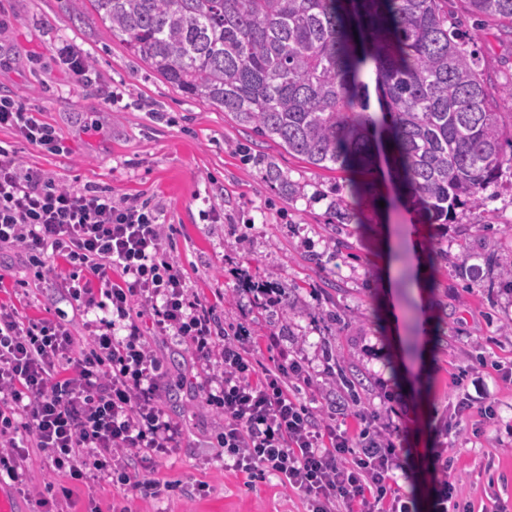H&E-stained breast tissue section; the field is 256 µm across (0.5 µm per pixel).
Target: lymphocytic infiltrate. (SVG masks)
<instances>
[{
    "label": "lymphocytic infiltrate",
    "mask_w": 512,
    "mask_h": 512,
    "mask_svg": "<svg viewBox=\"0 0 512 512\" xmlns=\"http://www.w3.org/2000/svg\"><path fill=\"white\" fill-rule=\"evenodd\" d=\"M0 126L50 153L61 150L54 128L14 100L0 99ZM160 217L147 202L56 184L0 148V248L18 250L37 268L64 258L78 269L62 283L72 309L90 312L101 294L113 314L90 352L77 356L65 318L28 324L15 307L0 304V472L19 480L38 448L48 451L50 470L70 481L94 469L126 486L133 480L128 456L176 447L180 429L158 404L162 365L132 316L140 301L160 334L211 363L200 389L223 423L225 456L247 479L277 476L303 496L308 512H414L411 496L390 484L402 466L403 427L371 418L353 438L339 425L347 406L324 412L303 404L299 394L314 378L276 334L266 338L276 352L272 366L256 369L248 336L219 329L213 308L190 293L165 256ZM82 270L98 288L79 279ZM121 328L126 336H118ZM444 454L440 442L427 451L436 477L432 510L472 512L453 499Z\"/></svg>",
    "instance_id": "1"
}]
</instances>
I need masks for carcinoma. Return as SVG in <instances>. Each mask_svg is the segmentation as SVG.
<instances>
[{"label": "carcinoma", "instance_id": "1", "mask_svg": "<svg viewBox=\"0 0 512 512\" xmlns=\"http://www.w3.org/2000/svg\"><path fill=\"white\" fill-rule=\"evenodd\" d=\"M512 25V0H464ZM452 0H71L188 97L327 170L372 163L388 133L402 188L432 224L477 208L512 149V81L481 67ZM380 112L370 111L367 70Z\"/></svg>", "mask_w": 512, "mask_h": 512}]
</instances>
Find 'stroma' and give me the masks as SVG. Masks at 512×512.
<instances>
[{
	"mask_svg": "<svg viewBox=\"0 0 512 512\" xmlns=\"http://www.w3.org/2000/svg\"><path fill=\"white\" fill-rule=\"evenodd\" d=\"M465 29L492 79L512 80V30L473 18ZM66 45L86 61L87 76L62 59ZM3 97L53 125L65 150L47 153L9 127L0 128V147L58 184L156 206L170 227L167 255L222 325L250 334L253 360L270 365L264 338L272 332L307 358L316 380L304 403L353 397L383 421L405 410L412 462L409 474L393 476L415 495L418 512H430L433 475L424 456L438 418L462 389L495 401L483 433L468 422L449 434L448 470L457 501L512 512V384L500 378L512 368V289L500 277L512 265V163L480 208L457 209L445 224L427 223L377 171L375 190L351 197L357 174L320 169L255 140L229 113L154 74L95 14L75 16L70 0H0ZM251 140L300 195L266 181L240 150ZM338 201L349 223H338ZM391 260L399 269L392 277ZM68 273L60 259L39 271L16 250L0 251V303L31 323L66 311L78 355L91 346L87 319L112 311L72 310L56 286ZM151 321L147 314L138 324L163 364L161 405L181 429L177 447L133 459L140 484L124 488L105 477L67 482L48 469L45 452L31 449L19 495L26 512H43L39 498L64 485V512H307L275 476L249 482L225 465L218 420L201 398L203 360ZM419 366V381H406ZM200 483L206 495L197 494Z\"/></svg>",
	"mask_w": 512,
	"mask_h": 512,
	"instance_id": "35a3bbf8",
	"label": "stroma"
}]
</instances>
